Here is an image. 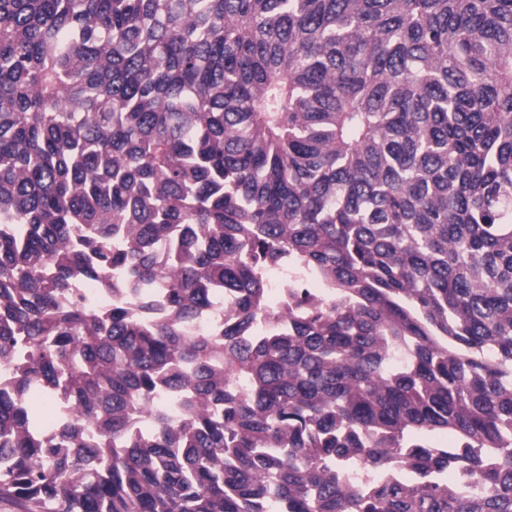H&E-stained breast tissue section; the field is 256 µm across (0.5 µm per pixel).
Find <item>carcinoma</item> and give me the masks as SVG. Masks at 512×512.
I'll return each mask as SVG.
<instances>
[{
	"label": "carcinoma",
	"mask_w": 512,
	"mask_h": 512,
	"mask_svg": "<svg viewBox=\"0 0 512 512\" xmlns=\"http://www.w3.org/2000/svg\"><path fill=\"white\" fill-rule=\"evenodd\" d=\"M1 364L25 512H512V0H0ZM266 278L268 282L272 286V296L276 301V307L274 310H279L282 306V301H279L277 291L279 292V288H281L286 279H303L310 288H317L319 292L320 299L326 294L328 288H323V285L318 280V278L314 276H306L303 273L296 270L290 264H285L283 266L273 267L266 271ZM233 305L230 297H224L217 300L193 325L189 327L190 333L203 332L214 329L220 323L224 322V314L228 312Z\"/></svg>",
	"instance_id": "1"
}]
</instances>
